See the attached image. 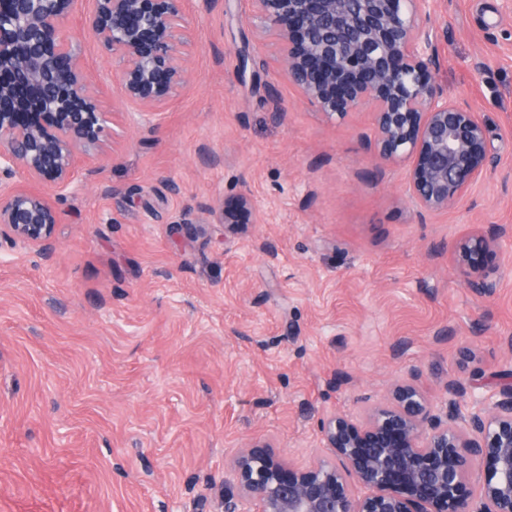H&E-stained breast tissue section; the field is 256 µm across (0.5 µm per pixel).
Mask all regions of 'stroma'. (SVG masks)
<instances>
[{"mask_svg": "<svg viewBox=\"0 0 512 512\" xmlns=\"http://www.w3.org/2000/svg\"><path fill=\"white\" fill-rule=\"evenodd\" d=\"M187 7L192 79L155 115L83 37L109 147L56 200L52 261L0 247V512H221L254 445L331 463L329 417L512 369V0L436 4L432 77L491 149L439 212L408 196L406 163L376 166L372 112L299 96L251 0ZM244 194L262 223L209 225ZM491 224L506 233L480 296L448 248Z\"/></svg>", "mask_w": 512, "mask_h": 512, "instance_id": "1", "label": "stroma"}]
</instances>
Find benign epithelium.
Listing matches in <instances>:
<instances>
[{
  "label": "benign epithelium",
  "instance_id": "1",
  "mask_svg": "<svg viewBox=\"0 0 512 512\" xmlns=\"http://www.w3.org/2000/svg\"><path fill=\"white\" fill-rule=\"evenodd\" d=\"M256 20L280 44L288 79L318 111L342 118L375 112L367 140L379 165L407 160L406 190L438 211L461 201L481 178L488 140L475 113L454 105L434 82L438 34L432 0H252ZM82 31L112 61V76L142 112H160L187 81L190 17L185 0H9L0 8V238L55 253L59 214L46 194L19 188L38 179L62 195L74 188L76 152L101 149L112 113L89 83ZM23 89L34 111L14 109ZM505 228L489 225L449 247L454 271L478 295L494 288L489 260ZM427 402L411 384L360 425L344 417L322 427L336 457L285 467L268 448L239 456L242 491L224 512H512V374L464 407L467 384ZM479 476L478 497L466 480ZM365 490L356 496L351 486Z\"/></svg>",
  "mask_w": 512,
  "mask_h": 512
}]
</instances>
